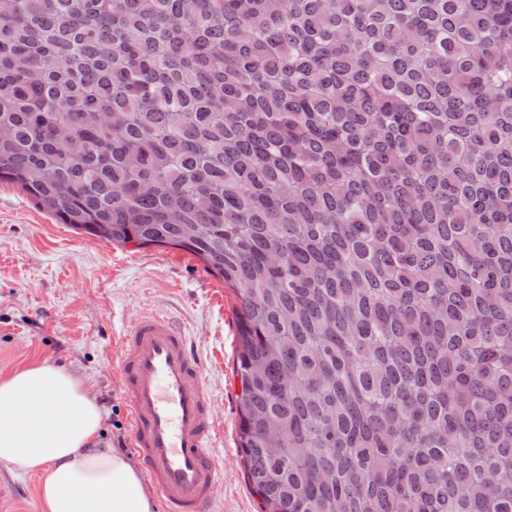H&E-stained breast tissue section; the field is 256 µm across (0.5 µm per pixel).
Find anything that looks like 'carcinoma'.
Returning <instances> with one entry per match:
<instances>
[{
    "instance_id": "1",
    "label": "carcinoma",
    "mask_w": 512,
    "mask_h": 512,
    "mask_svg": "<svg viewBox=\"0 0 512 512\" xmlns=\"http://www.w3.org/2000/svg\"><path fill=\"white\" fill-rule=\"evenodd\" d=\"M0 181L232 290L260 512H512V0H0Z\"/></svg>"
}]
</instances>
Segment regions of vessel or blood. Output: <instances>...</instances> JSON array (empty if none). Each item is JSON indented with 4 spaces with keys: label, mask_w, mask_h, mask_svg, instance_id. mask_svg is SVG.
<instances>
[{
    "label": "vessel or blood",
    "mask_w": 512,
    "mask_h": 512,
    "mask_svg": "<svg viewBox=\"0 0 512 512\" xmlns=\"http://www.w3.org/2000/svg\"><path fill=\"white\" fill-rule=\"evenodd\" d=\"M119 371L147 480L167 512H213L220 482L213 450L222 438L205 370L167 316L133 321L120 338Z\"/></svg>",
    "instance_id": "vessel-or-blood-1"
}]
</instances>
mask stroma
Wrapping results in <instances>:
<instances>
[{"label":"stroma","instance_id":"obj_1","mask_svg":"<svg viewBox=\"0 0 512 512\" xmlns=\"http://www.w3.org/2000/svg\"><path fill=\"white\" fill-rule=\"evenodd\" d=\"M234 294L189 253L118 247L59 224L13 184L0 182V371L63 367L88 381L106 417L101 436L135 457L117 367L120 337L141 315H170L205 366L224 438L215 512H258L237 448L240 382ZM40 479L0 463V512H41Z\"/></svg>","mask_w":512,"mask_h":512}]
</instances>
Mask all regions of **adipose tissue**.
I'll return each mask as SVG.
<instances>
[{
    "instance_id": "ef3b65f1",
    "label": "adipose tissue",
    "mask_w": 512,
    "mask_h": 512,
    "mask_svg": "<svg viewBox=\"0 0 512 512\" xmlns=\"http://www.w3.org/2000/svg\"><path fill=\"white\" fill-rule=\"evenodd\" d=\"M103 422L87 383L65 369L0 376V462L39 476L43 512H153L132 460L101 445Z\"/></svg>"
}]
</instances>
